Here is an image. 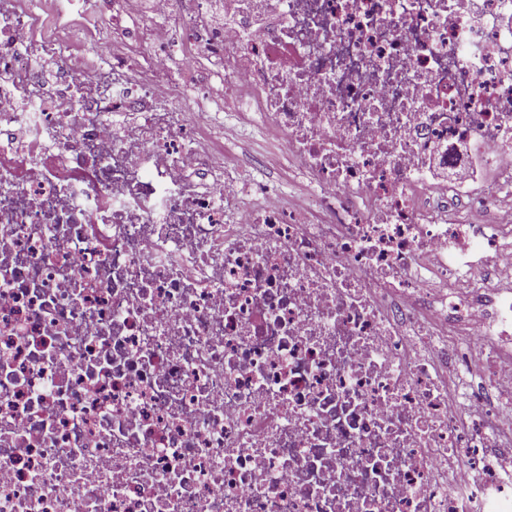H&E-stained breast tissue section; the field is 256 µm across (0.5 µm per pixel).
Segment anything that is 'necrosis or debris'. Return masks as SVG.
<instances>
[{
	"label": "necrosis or debris",
	"mask_w": 512,
	"mask_h": 512,
	"mask_svg": "<svg viewBox=\"0 0 512 512\" xmlns=\"http://www.w3.org/2000/svg\"><path fill=\"white\" fill-rule=\"evenodd\" d=\"M75 2L0 0V512H512V0ZM99 1H85L86 4L84 3L83 13L79 18V22L83 26L94 30L100 42L112 44V19L103 14L99 8ZM233 110L235 112L222 114L224 138L208 143L212 151L224 156V167L234 175L249 173L261 183L288 178V170L259 164L262 155L272 152L273 149L272 144L261 137L258 125L260 115L256 112H241L242 107L237 106Z\"/></svg>",
	"instance_id": "necrosis-or-debris-1"
}]
</instances>
